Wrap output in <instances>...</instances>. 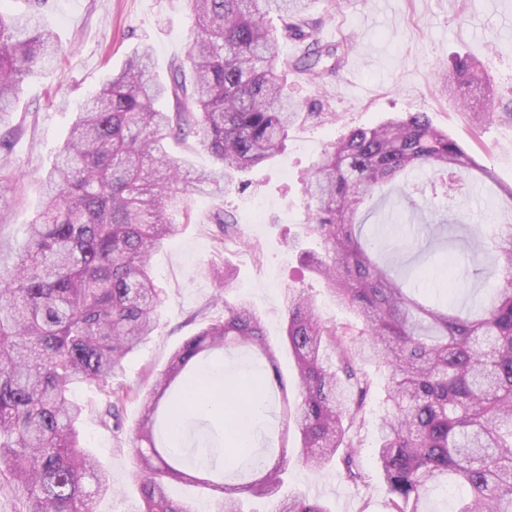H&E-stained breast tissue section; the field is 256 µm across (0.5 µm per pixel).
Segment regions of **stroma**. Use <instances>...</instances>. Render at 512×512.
<instances>
[{
  "label": "stroma",
  "instance_id": "35a3bbf8",
  "mask_svg": "<svg viewBox=\"0 0 512 512\" xmlns=\"http://www.w3.org/2000/svg\"><path fill=\"white\" fill-rule=\"evenodd\" d=\"M311 18L321 24L323 42L348 40L350 51L335 79L320 85L289 76L286 90L308 112H332V121L294 127L284 150L272 161L248 172L246 191L223 201L192 194L191 223L152 256V271L167 292L158 327L124 362L112 383L129 395L121 414L126 430L142 416V396L186 338L224 313L211 299L219 284L208 274L209 263L235 271L227 299L244 296L262 312L271 344L285 336L281 295L301 288L313 296L321 321L354 323V315L331 297L327 284L302 271L290 239L303 238L306 202L303 179L324 149L358 127H372L394 115L425 113L433 125L468 147L504 186H512V0H314ZM44 24L69 45L65 59L27 79L12 112L0 120V140L23 176L0 175V239L22 242L27 224L39 207L40 176L51 166L66 138L73 115L104 78L119 70L143 44L154 51V76L168 82L173 60L185 58L194 20L184 0H47ZM479 58L495 88L493 119L478 122L476 110L462 109L433 80L439 64L457 56ZM232 211L243 241L221 244L209 221L215 204ZM480 235L491 232L503 216L499 204L482 194L467 199L458 216ZM289 397H296L295 364L279 355ZM75 399L85 412L79 424L85 451L112 479L111 493L98 497L94 512H128L136 498L133 462L127 441L117 438L98 415L101 394L81 385ZM288 486L326 501L332 512H388L379 478L366 485L342 482L335 468L317 472L297 464L288 467Z\"/></svg>",
  "mask_w": 512,
  "mask_h": 512
}]
</instances>
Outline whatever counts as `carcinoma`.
<instances>
[{
    "instance_id": "obj_1",
    "label": "carcinoma",
    "mask_w": 512,
    "mask_h": 512,
    "mask_svg": "<svg viewBox=\"0 0 512 512\" xmlns=\"http://www.w3.org/2000/svg\"><path fill=\"white\" fill-rule=\"evenodd\" d=\"M185 2L193 35L185 60L170 65V82L154 79L147 47L103 81L45 173L46 196L12 263H0V479L14 492L17 512H94V498L111 489L80 443L83 407L72 399L78 385L105 391L101 420L117 437L128 436L138 484L133 512H200V504L174 495L175 483L218 493L211 512H250L253 498L274 501L275 512H330L318 499L283 493L288 466L292 458L317 471L334 464L342 481L368 482L357 454L376 389L368 363L383 368L375 454L388 512H432L429 493L450 480L467 489L453 512H512V224H500L491 245L501 286L465 312L451 299H419L371 255L364 223L354 221L377 191L416 172L432 179L419 198L402 190L413 213L427 209L430 197L463 198L496 182L420 112L350 130L308 178L304 232L320 250L301 251L303 262L356 323L327 326L310 297L286 290L298 399L288 400L259 309L246 299L224 301V315L174 351L144 398L139 425L125 434L128 391L110 385L112 374L152 336L165 302L152 254L178 232L176 214L192 219L187 177L165 154V140L192 136L212 156L214 167L194 177L198 191L221 197L245 187L241 174L281 153L294 126L334 117L288 102L284 73L332 78L349 51L344 42L322 41L320 23L308 14L312 0ZM287 39L299 49L291 59L280 56ZM64 55L37 10L0 9V113L10 111L34 68ZM435 80L461 104L480 92L481 111L493 114V86L474 58L440 66ZM167 99L170 110L159 107ZM210 220L224 240L236 237L229 212L219 207ZM458 230L445 218L411 224L392 251L423 254L441 239L463 241L475 257L485 253ZM484 274V267L466 266L456 280L463 286ZM230 348L265 361L254 397L264 408L279 396L299 443L247 449L213 479L159 442L156 415L168 398L194 400L199 366Z\"/></svg>"
}]
</instances>
